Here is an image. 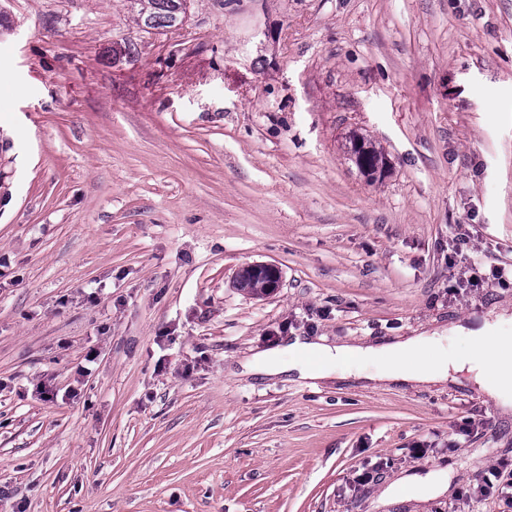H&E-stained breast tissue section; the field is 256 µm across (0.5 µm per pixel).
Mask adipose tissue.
Segmentation results:
<instances>
[{
  "instance_id": "obj_1",
  "label": "adipose tissue",
  "mask_w": 512,
  "mask_h": 512,
  "mask_svg": "<svg viewBox=\"0 0 512 512\" xmlns=\"http://www.w3.org/2000/svg\"><path fill=\"white\" fill-rule=\"evenodd\" d=\"M499 318L485 317L475 325H455V332L482 347L484 357L469 360L453 357L440 347L439 332H424L403 340L384 343L328 345L318 338L293 336L275 348L264 350L233 366L236 375L273 377L291 375L302 380L333 377L338 366H348L349 377L364 386L398 385L425 387L464 381L495 398L505 409L512 408V336L498 335ZM379 364L377 373L361 372L364 363ZM448 489L444 477L412 476L386 488L379 504L405 496L437 497Z\"/></svg>"
}]
</instances>
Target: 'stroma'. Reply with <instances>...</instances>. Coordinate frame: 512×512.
<instances>
[{"label": "stroma", "mask_w": 512, "mask_h": 512, "mask_svg": "<svg viewBox=\"0 0 512 512\" xmlns=\"http://www.w3.org/2000/svg\"><path fill=\"white\" fill-rule=\"evenodd\" d=\"M0 13V512H373L434 472L444 495L380 512H502L477 482L512 412L473 385L228 367L434 329L482 357L452 328L512 311L466 285L512 266V0H193L149 33L126 0ZM253 264L274 292L238 288ZM246 277L260 278L265 279V285L263 281L260 280H246L244 283H241L243 290H249L250 292L260 295L264 294L266 289L269 291H274L279 286V271L273 265L268 264H256L248 266L242 272ZM448 490V479L434 475L412 476L404 479L397 486L386 488L378 499V507L397 497L407 498L437 497Z\"/></svg>", "instance_id": "1"}]
</instances>
